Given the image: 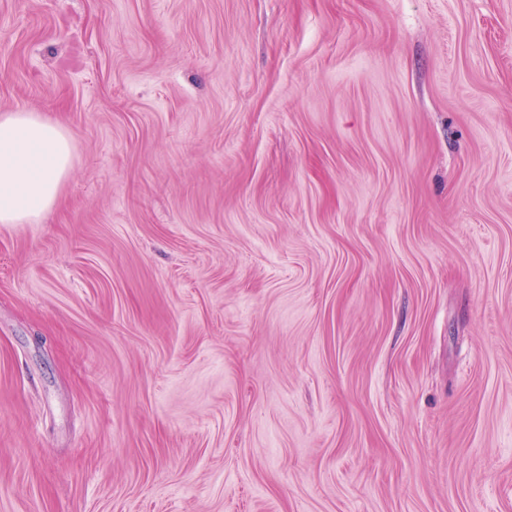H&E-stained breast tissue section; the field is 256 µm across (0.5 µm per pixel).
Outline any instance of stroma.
I'll return each mask as SVG.
<instances>
[{
  "label": "stroma",
  "mask_w": 512,
  "mask_h": 512,
  "mask_svg": "<svg viewBox=\"0 0 512 512\" xmlns=\"http://www.w3.org/2000/svg\"><path fill=\"white\" fill-rule=\"evenodd\" d=\"M0 512H512V0H0ZM74 141L40 112L0 114V224H42L73 167Z\"/></svg>",
  "instance_id": "35a3bbf8"
}]
</instances>
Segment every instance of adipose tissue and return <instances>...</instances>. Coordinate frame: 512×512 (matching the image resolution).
<instances>
[{
    "mask_svg": "<svg viewBox=\"0 0 512 512\" xmlns=\"http://www.w3.org/2000/svg\"><path fill=\"white\" fill-rule=\"evenodd\" d=\"M74 141L39 112L0 114V224H39L58 203Z\"/></svg>",
    "mask_w": 512,
    "mask_h": 512,
    "instance_id": "adipose-tissue-1",
    "label": "adipose tissue"
}]
</instances>
